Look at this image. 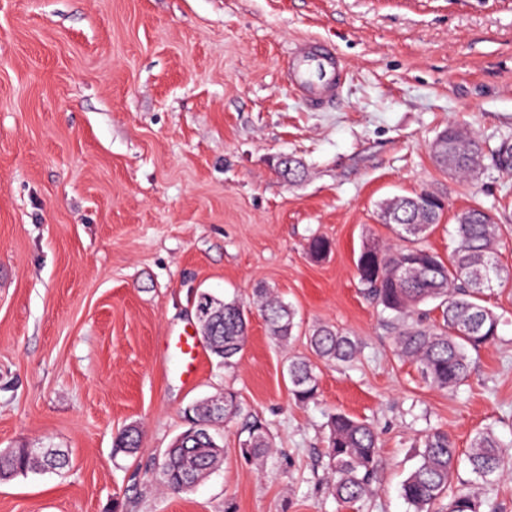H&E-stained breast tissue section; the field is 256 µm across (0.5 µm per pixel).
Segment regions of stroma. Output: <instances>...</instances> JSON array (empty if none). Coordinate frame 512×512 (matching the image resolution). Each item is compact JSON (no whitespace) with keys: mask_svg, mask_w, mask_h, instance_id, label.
<instances>
[{"mask_svg":"<svg viewBox=\"0 0 512 512\" xmlns=\"http://www.w3.org/2000/svg\"><path fill=\"white\" fill-rule=\"evenodd\" d=\"M335 43L347 75L309 111L283 62ZM478 134L485 168L462 182L434 163L448 123ZM512 0H0V449L59 448L58 473L0 482V512H408L400 486L427 430L468 451L478 431L512 441V286L485 292L499 339L472 353L457 393L426 386L394 352L389 316L361 292L366 238L394 239L380 203L429 190L446 202L426 239L454 246L474 205L512 226ZM303 166L288 180L275 167ZM330 253L313 261L307 243ZM275 289L297 310L288 343L259 312L235 363L219 364L196 297L250 303ZM331 323L361 343L319 364L315 401L288 390L304 337ZM199 342L194 375L175 340ZM235 393L274 451L224 457L192 489L157 485L194 401ZM372 423L384 468L368 497L328 488V414ZM141 433L117 456V432Z\"/></svg>","mask_w":512,"mask_h":512,"instance_id":"1","label":"stroma"}]
</instances>
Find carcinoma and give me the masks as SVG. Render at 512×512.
<instances>
[{"mask_svg":"<svg viewBox=\"0 0 512 512\" xmlns=\"http://www.w3.org/2000/svg\"><path fill=\"white\" fill-rule=\"evenodd\" d=\"M431 153L436 165L453 176L473 179L484 168L485 153L480 140L454 124L434 139ZM426 191L411 196H395L380 205V218L391 226L402 244L389 246L376 241L362 245L356 262L363 294L389 313L394 329L396 355L415 364L430 387L452 392L468 378L470 351L498 339L500 317L481 304L484 291L512 282V273L498 262L497 251L503 225L480 205L457 214L455 246L448 259L424 245L432 227L444 215L440 206L425 204ZM331 243L315 236L308 243L313 259L325 257ZM270 335L288 342L295 327L293 308L267 288L254 291ZM436 303L441 319L424 324L419 306ZM197 303L209 307L205 317L211 353L230 365L242 350L248 335L245 306L238 301H220L203 292ZM307 341L316 357L327 364L349 365L361 354L359 340L330 324H319L308 332ZM317 366L304 357L288 359L289 391L295 400L307 403L317 396ZM241 414L237 397L203 399L186 410L187 431H211ZM329 436L325 450L332 491L342 503H354L370 495L381 467L378 435L374 427L342 413L329 416ZM247 439L241 450L261 459L272 445L260 419L244 424ZM180 442L165 450L159 476L170 490L183 491L187 484L211 473L224 456V448L212 445L215 436L198 438L180 433ZM139 446L133 429L120 431L113 442V454L131 455ZM512 444L502 442L491 429L474 436L466 458L446 432H428L416 452L414 469L400 487L409 512H434L448 501L445 512H482V502L471 495L465 484L455 481L464 465L476 479L496 486L505 470H512ZM68 459L54 448L47 455H32L25 448L0 450V481H9L28 472L62 469Z\"/></svg>","mask_w":512,"mask_h":512,"instance_id":"obj_1","label":"carcinoma"}]
</instances>
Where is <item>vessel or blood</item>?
I'll return each instance as SVG.
<instances>
[{
	"label": "vessel or blood",
	"mask_w": 512,
	"mask_h": 512,
	"mask_svg": "<svg viewBox=\"0 0 512 512\" xmlns=\"http://www.w3.org/2000/svg\"><path fill=\"white\" fill-rule=\"evenodd\" d=\"M288 78L309 109H324L336 100L344 81V64L333 43L307 41L293 53Z\"/></svg>",
	"instance_id": "vessel-or-blood-1"
}]
</instances>
